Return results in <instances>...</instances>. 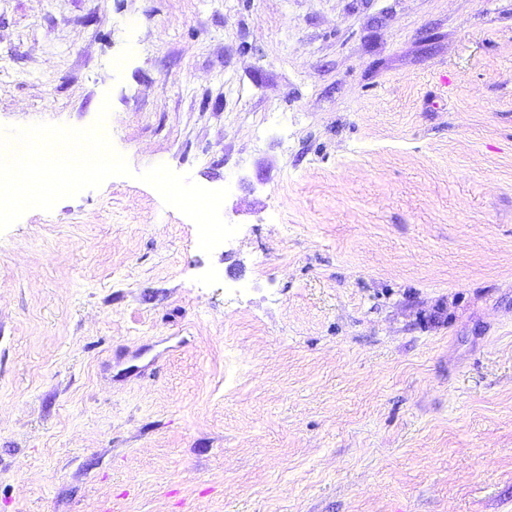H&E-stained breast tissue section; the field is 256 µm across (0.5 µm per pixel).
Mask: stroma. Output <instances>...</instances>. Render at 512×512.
Segmentation results:
<instances>
[{
  "mask_svg": "<svg viewBox=\"0 0 512 512\" xmlns=\"http://www.w3.org/2000/svg\"><path fill=\"white\" fill-rule=\"evenodd\" d=\"M106 100L0 232V512H512V0H0V126Z\"/></svg>",
  "mask_w": 512,
  "mask_h": 512,
  "instance_id": "stroma-1",
  "label": "stroma"
}]
</instances>
